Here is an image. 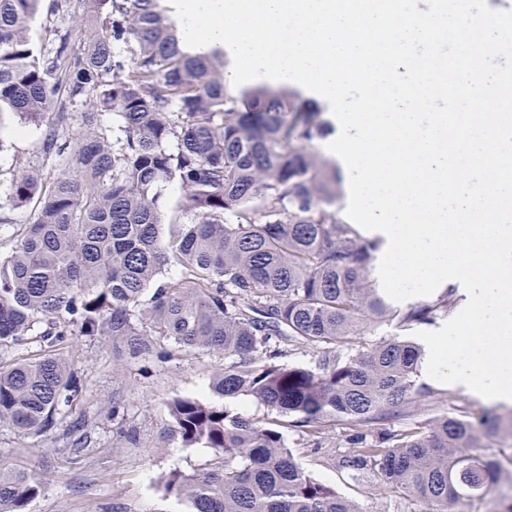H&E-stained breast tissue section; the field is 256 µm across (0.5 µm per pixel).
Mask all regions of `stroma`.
Listing matches in <instances>:
<instances>
[{"mask_svg": "<svg viewBox=\"0 0 512 512\" xmlns=\"http://www.w3.org/2000/svg\"><path fill=\"white\" fill-rule=\"evenodd\" d=\"M43 128L0 112V253H6L13 233L30 218L26 208L4 206L3 200L19 161L40 163ZM82 382L72 408L62 413L51 436L25 437L0 425V459L31 467L43 480L40 495L25 512H186L185 504L167 494L164 479L172 469L191 474L207 471L211 449L185 447L174 435L169 404L180 396L208 400L210 384L224 368L219 354L167 358H113L103 340L72 336L59 347ZM418 381L435 392V412L471 417L504 415L512 408L481 401L463 390L429 379ZM116 417H109L111 407ZM84 421L87 442L80 451L66 448L74 422ZM348 424L337 422L321 443L295 428L285 433L286 444L299 465L314 479L356 502L362 512H422L415 499L382 489L372 466L353 467L347 438Z\"/></svg>", "mask_w": 512, "mask_h": 512, "instance_id": "stroma-1", "label": "stroma"}]
</instances>
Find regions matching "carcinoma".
<instances>
[{
    "mask_svg": "<svg viewBox=\"0 0 512 512\" xmlns=\"http://www.w3.org/2000/svg\"><path fill=\"white\" fill-rule=\"evenodd\" d=\"M43 0H0V112L44 130L43 164H25L8 202L32 207L30 221L0 259V349L28 336L47 352L0 366V423L41 436L81 385L55 347L98 336L112 348L152 355L228 359L212 401L170 404L186 447L214 454L206 472L175 468L164 487L188 512H362L295 461L283 429L323 438L336 421L356 426L415 416L402 433L348 437L351 463L373 464L380 486L457 512L502 480L481 452L467 415L436 414L417 384L422 347L385 338L346 358L374 321L430 323L457 304L455 289L397 315L367 282L378 243L334 208L336 163L316 152L321 107L298 93L224 86V54L187 51L161 0H50L36 46L30 25ZM97 22L83 50L71 49L84 16ZM126 45L127 56L112 51ZM81 110L73 144L58 127ZM118 117L108 129L100 116ZM55 171L51 179L44 166ZM186 202L167 214L162 187ZM168 265L180 276L160 280ZM325 351L318 368L284 364L281 344ZM251 397L276 415L250 419L224 399ZM43 483L0 460V512H25Z\"/></svg>",
    "mask_w": 512,
    "mask_h": 512,
    "instance_id": "carcinoma-1",
    "label": "carcinoma"
}]
</instances>
